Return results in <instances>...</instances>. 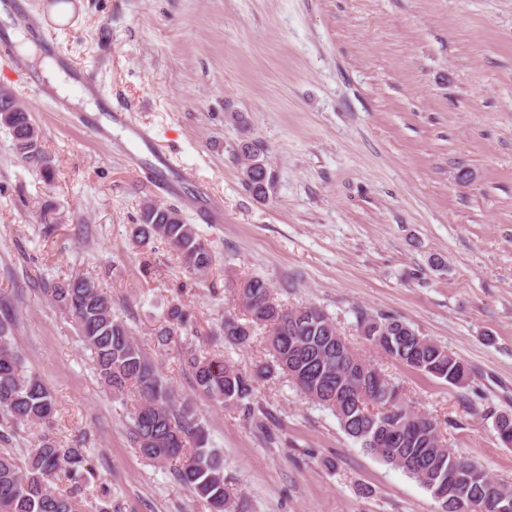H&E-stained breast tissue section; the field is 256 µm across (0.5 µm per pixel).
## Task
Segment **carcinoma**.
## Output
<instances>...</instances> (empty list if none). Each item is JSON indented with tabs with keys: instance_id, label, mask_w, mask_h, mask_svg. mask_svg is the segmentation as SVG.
<instances>
[{
	"instance_id": "obj_1",
	"label": "carcinoma",
	"mask_w": 512,
	"mask_h": 512,
	"mask_svg": "<svg viewBox=\"0 0 512 512\" xmlns=\"http://www.w3.org/2000/svg\"><path fill=\"white\" fill-rule=\"evenodd\" d=\"M14 106L19 112L9 130L22 162L45 179H52L54 168L42 150L30 112L17 100ZM241 151L248 161L246 185L263 200L271 185L267 167L250 144H243ZM131 239L138 246L165 241L181 263L199 277L207 276L215 262L209 243L194 225L177 211L152 201L143 204L140 223L131 227ZM39 287L53 305L75 321L99 379L115 394L132 389L139 396L132 421L141 456L158 464L181 461L175 471L178 481L205 500L211 512H242V496L224 479V454L208 447L205 427L191 406L175 405L173 391L162 381L132 329L113 313L112 299L102 287L91 278L78 276L42 281ZM241 293L249 321L224 317V337L244 346L254 327H269L273 363L248 373L191 349L184 356V366L200 393L221 405H238L252 397L255 379L280 371L311 401L329 408L342 430L364 451L425 487L438 502L440 512H512V484L492 478L473 461L455 455L437 421L405 406L396 394L398 386L383 378L369 383L363 394L354 390L356 376L351 361L363 362L371 370L377 365L346 348L326 311L315 305L283 307L274 298L270 284L258 276L246 279ZM164 321L157 332L162 344L193 332L187 314L176 304L168 308ZM14 322L11 303L0 299V414L13 430L21 425L46 424L55 412L50 388L42 379L26 373L11 343ZM359 329L371 345L410 369L459 388L471 381L469 376L460 377L461 358L399 319L363 315ZM370 403L377 410H370ZM392 425L407 430L405 440L390 448L376 447L378 430ZM88 452L78 443L62 448L46 437L22 459L1 452L0 512H112L111 500L103 498L89 504L78 485L65 493L52 487L60 471L86 480L79 471L88 465Z\"/></svg>"
}]
</instances>
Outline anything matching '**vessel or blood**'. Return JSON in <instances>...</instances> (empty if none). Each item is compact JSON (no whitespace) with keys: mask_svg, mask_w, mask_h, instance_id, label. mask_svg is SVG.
<instances>
[{"mask_svg":"<svg viewBox=\"0 0 512 512\" xmlns=\"http://www.w3.org/2000/svg\"><path fill=\"white\" fill-rule=\"evenodd\" d=\"M0 11L6 13L15 25L37 36L45 46L55 47L53 33L39 27L30 14L18 10L14 0H0ZM56 61L67 72L72 86L78 92L77 97L59 94L53 86L45 84L36 76L29 77L28 86L36 88L41 96L52 100L58 111L66 113L74 122L89 130L97 141L109 143L113 138H121L129 163L156 190L175 197L180 195L183 183L194 181L193 168L173 171L170 152L157 144L152 129L133 123L123 110L91 115L77 111L75 98H97L102 93V85L93 74L72 65L64 54H57ZM195 210L204 223L220 224L224 221V204L220 199L207 198L204 203L196 205Z\"/></svg>","mask_w":512,"mask_h":512,"instance_id":"vessel-or-blood-1","label":"vessel or blood"}]
</instances>
